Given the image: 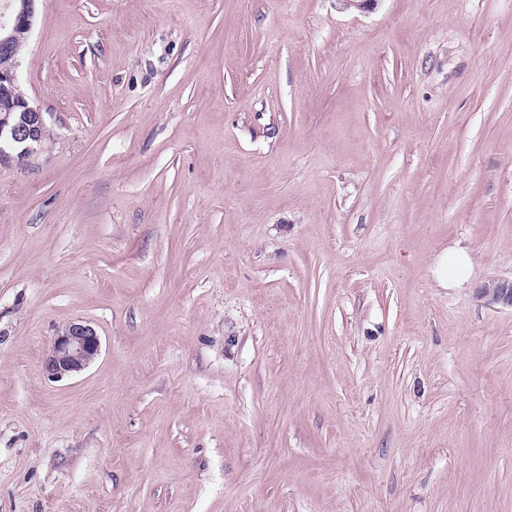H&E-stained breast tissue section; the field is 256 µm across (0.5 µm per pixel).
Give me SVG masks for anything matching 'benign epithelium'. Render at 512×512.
Masks as SVG:
<instances>
[{"instance_id":"obj_1","label":"benign epithelium","mask_w":512,"mask_h":512,"mask_svg":"<svg viewBox=\"0 0 512 512\" xmlns=\"http://www.w3.org/2000/svg\"><path fill=\"white\" fill-rule=\"evenodd\" d=\"M36 0H8L0 8V56L12 59V65L0 69V85L9 87L11 109L0 114V164L12 161V152L31 157L43 143L46 127L44 113L32 106L22 90L19 62L14 49V32L22 28L32 31ZM478 296L492 303L512 308V279L492 280L478 289ZM101 340L89 324L71 322L60 329L43 359V372L61 380L88 368L98 357Z\"/></svg>"}]
</instances>
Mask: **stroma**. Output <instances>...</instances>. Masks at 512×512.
Masks as SVG:
<instances>
[{
	"label": "stroma",
	"instance_id": "1",
	"mask_svg": "<svg viewBox=\"0 0 512 512\" xmlns=\"http://www.w3.org/2000/svg\"><path fill=\"white\" fill-rule=\"evenodd\" d=\"M19 59L0 512H512V0H37ZM453 260L448 263V283L449 285H461L466 278V272L471 264L469 254L463 249H452L450 251ZM478 296L512 309V278L511 280H492L485 283L478 289ZM100 350V336L92 326L82 321L71 322L57 332L43 359V372L56 380L73 376L88 368Z\"/></svg>",
	"mask_w": 512,
	"mask_h": 512
}]
</instances>
